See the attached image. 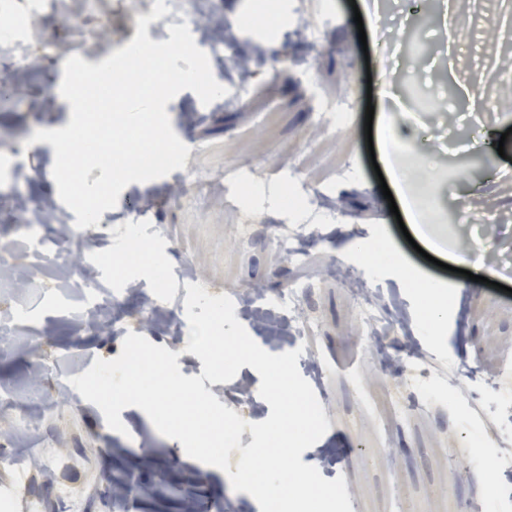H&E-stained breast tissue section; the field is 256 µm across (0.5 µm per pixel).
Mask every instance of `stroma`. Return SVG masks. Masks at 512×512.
Segmentation results:
<instances>
[{
    "label": "stroma",
    "mask_w": 512,
    "mask_h": 512,
    "mask_svg": "<svg viewBox=\"0 0 512 512\" xmlns=\"http://www.w3.org/2000/svg\"><path fill=\"white\" fill-rule=\"evenodd\" d=\"M250 2L223 0L217 13L210 0L196 7L234 31L232 51L249 61L242 103L205 106L192 91L177 94L166 110L190 148L184 169L128 185L97 226V250L109 254L115 233L139 220L141 244L164 255L159 279L113 278L70 244L62 267L43 269L24 289L16 288L15 271H0V324L14 305L27 308L24 324L0 339V400L9 403L0 410V512H28L33 501L41 512H62L69 497L71 512H260L253 497L233 491L223 471L188 457L137 407L122 410L126 431L115 432L69 383L95 359L117 357L130 332L178 353L184 376L201 375L200 358L185 350L182 273L189 267L195 282L232 297L237 319L261 348L301 349L298 369L329 423L301 459L325 479L344 477L352 512H512V400L501 381L503 372L512 373V278L501 291L451 270L453 246L471 239L474 218L485 212L497 221L479 228L495 247L481 261L495 268L512 255V0H417L420 17L410 21L401 0H276L277 24L262 20L254 34L242 24ZM99 9L114 20L94 39L63 32L51 59L35 66L0 56V73L16 88L0 97V164L26 172L29 202L0 224V249L14 243L11 225L33 219L43 200L59 198L51 144L36 145L30 156L11 155L36 128L69 123L54 96L58 63L76 54L97 65L126 45L118 0H99ZM299 14L317 19L328 46L317 52L298 37ZM384 74L395 85L410 76L439 104L398 128L431 156L418 178L428 187L430 220L449 244L434 263L404 237L368 152L365 130L381 129L391 101L368 94L367 82ZM340 105L346 108L340 127H327L329 110ZM487 134L504 139V153H486ZM291 180L305 205L339 209L334 221L315 224L298 262L271 244L294 223L282 200ZM256 183L266 195L253 210L243 188ZM252 210L257 223L241 231ZM362 239L387 241L416 277L446 294L447 312L435 330L425 326L408 282L387 265L372 272L354 251ZM340 268L401 317L382 353L365 337L361 299L337 276ZM83 277L119 298L97 326L77 317L86 303L74 283ZM303 287L310 332L288 330V308L277 312L284 330L272 331L267 300ZM259 384L244 366L230 382L204 387L241 418L260 422L270 406ZM40 399L51 406L42 427L57 459L48 472H18L10 457L28 446L25 417L36 413ZM462 462L469 474L458 480ZM486 483L491 492H483Z\"/></svg>",
    "instance_id": "stroma-1"
}]
</instances>
